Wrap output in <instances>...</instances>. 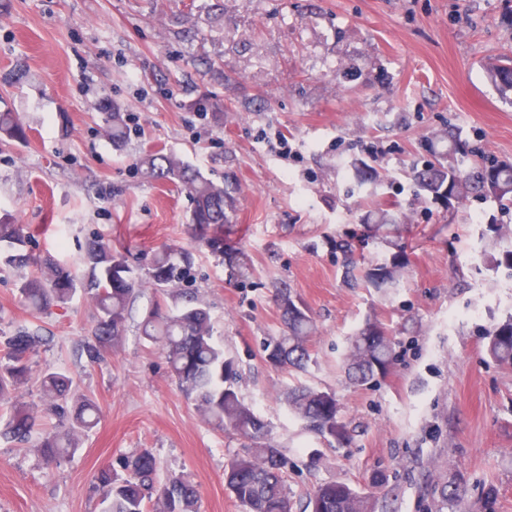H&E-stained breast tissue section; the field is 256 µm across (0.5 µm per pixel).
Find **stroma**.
<instances>
[{
	"mask_svg": "<svg viewBox=\"0 0 512 512\" xmlns=\"http://www.w3.org/2000/svg\"><path fill=\"white\" fill-rule=\"evenodd\" d=\"M214 2L0 0V112L27 132L0 144V216L28 226L34 248L75 276L95 236L127 248L143 275L147 254L191 244L189 198L137 166L146 153H173L232 183L235 237L254 268L232 281L195 250L193 282L142 289L112 354L92 365L81 354L92 301L79 291L33 314L18 295L22 271L0 263V336L23 326L47 339L14 400L42 410L38 378L58 368L102 410L77 451L53 463L37 440L0 439V512H98L97 470L141 448L159 478L191 477L199 512H240L224 470L244 440L184 397L139 333L152 307L182 306L186 291L207 306L240 395L287 458L294 502L340 481L374 497L376 512H455L434 489L461 482L468 512H512V367L485 350L486 331L512 317V204L484 193L435 204L408 176L455 145L512 162V102L484 69L512 49V0ZM108 105L140 118L120 149L102 132ZM275 131L290 157L263 141ZM361 160L376 180L358 182ZM378 211L401 236L367 229ZM344 239L356 246L350 268L336 248ZM400 247L403 284L365 287L364 267ZM282 282L316 319L301 374L265 360L282 330L272 298ZM370 317L393 332L395 360L357 386L342 359ZM299 381L335 393L350 444L327 443L290 414L284 395Z\"/></svg>",
	"mask_w": 512,
	"mask_h": 512,
	"instance_id": "35a3bbf8",
	"label": "stroma"
}]
</instances>
